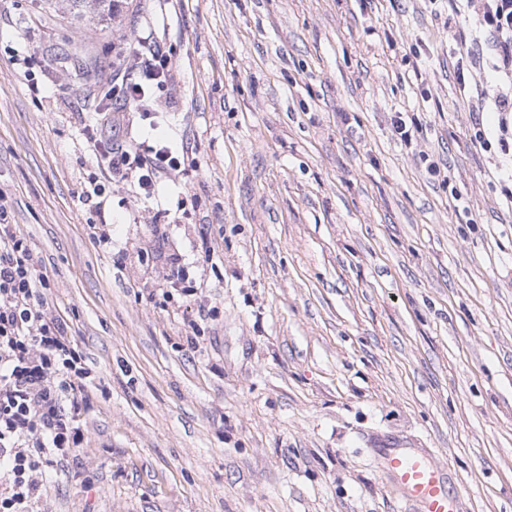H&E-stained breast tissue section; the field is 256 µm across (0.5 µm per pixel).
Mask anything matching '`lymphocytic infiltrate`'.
<instances>
[{"label":"lymphocytic infiltrate","mask_w":512,"mask_h":512,"mask_svg":"<svg viewBox=\"0 0 512 512\" xmlns=\"http://www.w3.org/2000/svg\"><path fill=\"white\" fill-rule=\"evenodd\" d=\"M440 2L447 18L470 9L478 16V33L460 30L453 35L459 84L468 85L473 71L486 70L497 82L512 86V0ZM129 45L142 56L141 69L97 114L89 141L103 179L91 181L90 193L102 196L105 180L131 178L147 202L156 196L159 174L181 172L184 156L167 142L126 144L109 133L116 113L126 105H135L143 119H151L150 89L170 79L171 59L149 37L133 32ZM469 87L477 110L498 115L494 132L474 121L472 141L480 149L495 147L512 157V89L493 94L481 84ZM47 285L0 198V512H35L50 470L84 439L74 410L92 382L91 373L71 327L49 310L42 294Z\"/></svg>","instance_id":"f902f5d3"}]
</instances>
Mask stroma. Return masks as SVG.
Wrapping results in <instances>:
<instances>
[{"label": "stroma", "mask_w": 512, "mask_h": 512, "mask_svg": "<svg viewBox=\"0 0 512 512\" xmlns=\"http://www.w3.org/2000/svg\"><path fill=\"white\" fill-rule=\"evenodd\" d=\"M434 10L121 0L101 28L68 0H0V194L95 377L39 512H416L384 439L446 463L462 512H512L506 162L473 145L455 74L452 32L477 16ZM149 26L172 60L157 133L188 173L159 176L156 214L127 181L98 214L78 199L86 130ZM168 253L195 301L163 297Z\"/></svg>", "instance_id": "1"}]
</instances>
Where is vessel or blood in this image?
I'll return each mask as SVG.
<instances>
[{
  "label": "vessel or blood",
  "instance_id": "obj_1",
  "mask_svg": "<svg viewBox=\"0 0 512 512\" xmlns=\"http://www.w3.org/2000/svg\"><path fill=\"white\" fill-rule=\"evenodd\" d=\"M383 458L396 482L418 504L419 512H460L448 468L421 450L386 448Z\"/></svg>",
  "mask_w": 512,
  "mask_h": 512
}]
</instances>
